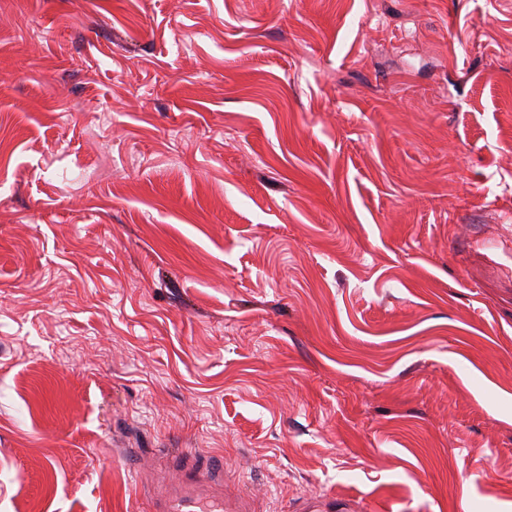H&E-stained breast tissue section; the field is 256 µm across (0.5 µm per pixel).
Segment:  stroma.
Masks as SVG:
<instances>
[{"instance_id": "1", "label": "stroma", "mask_w": 512, "mask_h": 512, "mask_svg": "<svg viewBox=\"0 0 512 512\" xmlns=\"http://www.w3.org/2000/svg\"><path fill=\"white\" fill-rule=\"evenodd\" d=\"M202 454L512 512V0H0V512Z\"/></svg>"}]
</instances>
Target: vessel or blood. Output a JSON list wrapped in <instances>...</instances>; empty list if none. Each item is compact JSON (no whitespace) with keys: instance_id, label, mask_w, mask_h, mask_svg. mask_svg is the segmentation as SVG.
Returning <instances> with one entry per match:
<instances>
[{"instance_id":"b4317fda","label":"vessel or blood","mask_w":512,"mask_h":512,"mask_svg":"<svg viewBox=\"0 0 512 512\" xmlns=\"http://www.w3.org/2000/svg\"><path fill=\"white\" fill-rule=\"evenodd\" d=\"M224 468L215 466L198 477L166 486V494L157 499L156 512H196L204 504L223 505L224 512H256L255 500L247 494L224 499Z\"/></svg>"}]
</instances>
